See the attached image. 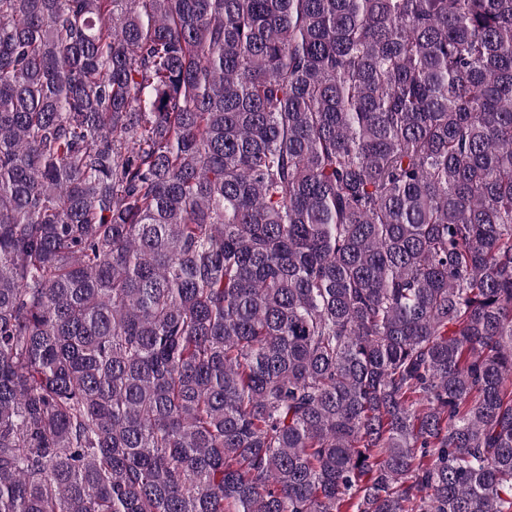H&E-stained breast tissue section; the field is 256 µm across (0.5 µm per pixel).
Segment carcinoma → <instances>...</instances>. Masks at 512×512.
<instances>
[{
    "label": "carcinoma",
    "instance_id": "cac0c4a2",
    "mask_svg": "<svg viewBox=\"0 0 512 512\" xmlns=\"http://www.w3.org/2000/svg\"><path fill=\"white\" fill-rule=\"evenodd\" d=\"M0 512H512V0H0Z\"/></svg>",
    "mask_w": 512,
    "mask_h": 512
}]
</instances>
